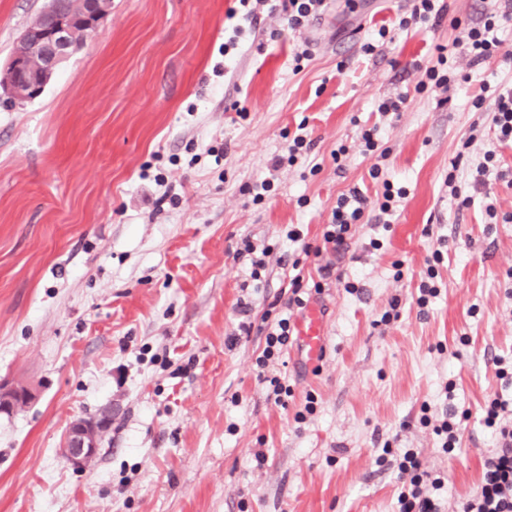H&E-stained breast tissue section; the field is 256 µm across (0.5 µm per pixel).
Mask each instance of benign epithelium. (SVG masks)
<instances>
[{"label":"benign epithelium","mask_w":512,"mask_h":512,"mask_svg":"<svg viewBox=\"0 0 512 512\" xmlns=\"http://www.w3.org/2000/svg\"><path fill=\"white\" fill-rule=\"evenodd\" d=\"M80 13L45 9L21 37L26 47L14 55L7 67V79L0 84V95L12 101H31L44 92L57 65L83 40L96 31L108 16L104 0H79ZM33 397L27 388L0 386V411H12ZM107 425L106 418L77 419L70 423L62 453L75 469H84L95 458Z\"/></svg>","instance_id":"obj_1"}]
</instances>
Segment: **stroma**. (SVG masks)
Segmentation results:
<instances>
[{"label": "stroma", "instance_id": "1", "mask_svg": "<svg viewBox=\"0 0 512 512\" xmlns=\"http://www.w3.org/2000/svg\"><path fill=\"white\" fill-rule=\"evenodd\" d=\"M47 2L0 0V75ZM356 3L327 0L297 32L263 16L228 58L237 0H111L42 96L0 98V384L34 394L0 413V512H396V471L376 461L387 442L442 478L440 512L476 492L496 447L481 422L501 389L492 359L512 353V222L485 211L512 215V145L496 140L491 102H474L512 67L416 91L435 45L462 37L490 0H446L439 27L406 31L408 0ZM382 27L389 38L363 53ZM401 93L398 117L377 112ZM301 124L311 150L270 172ZM371 127L386 155L364 153ZM489 150L497 165L475 185ZM386 180L407 195L383 227ZM354 187L372 206L346 251L323 249ZM292 224L323 249L304 287L320 265L332 276L310 297L324 359L308 365L293 346L266 370L293 390L280 406L256 358L262 317L288 294ZM248 242L270 250L259 281ZM431 266L439 294L422 309ZM310 394L316 411L296 422ZM451 409L468 417L448 453L432 424ZM104 413L95 459L74 469L67 427Z\"/></svg>", "mask_w": 512, "mask_h": 512}]
</instances>
